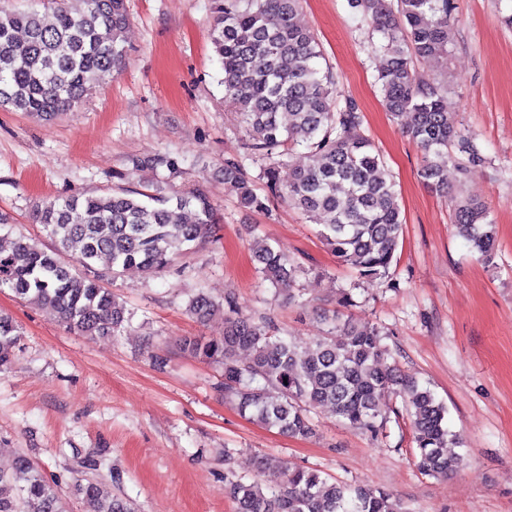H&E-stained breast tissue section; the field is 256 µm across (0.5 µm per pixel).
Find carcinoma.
I'll return each instance as SVG.
<instances>
[{
    "instance_id": "cac0c4a2",
    "label": "carcinoma",
    "mask_w": 512,
    "mask_h": 512,
    "mask_svg": "<svg viewBox=\"0 0 512 512\" xmlns=\"http://www.w3.org/2000/svg\"><path fill=\"white\" fill-rule=\"evenodd\" d=\"M72 11L50 0L52 20L28 0L23 8H0V108L47 118L70 112L97 84L117 76L126 58L129 23L125 0H83ZM302 0H222L213 19L211 41L224 73V108L236 117L246 154L259 165L267 192L256 193L240 159L224 160V181L238 191L243 208L264 210L272 198L300 209L320 226L318 235L336 258L365 280L388 276L403 235V217L393 176L367 139L353 136L361 123L357 104L339 103L336 82L320 64L319 42L299 24ZM351 10L383 40L385 62L378 75L383 104L392 117L411 118L406 133L421 151L419 176L449 195L457 233L486 264L493 263L495 222L486 202L448 194V168L465 178L486 157L476 137L448 111V85L424 83L415 58L446 59L450 53L452 0H348ZM288 122H283V118ZM301 147L305 163L280 181ZM180 172V160L148 161ZM147 161L130 159L132 169ZM55 247L49 251L19 237L0 252V287H8L50 308L66 328L84 336H120L131 313L103 287L94 265L104 262L118 275L136 268L153 276L178 256L207 241L214 207L198 188L138 198L117 188L105 195L76 194L43 201L31 213ZM262 281L291 289L305 273L289 256L263 240L252 244ZM224 313V336H186L181 348L222 368L224 397L253 421L294 437L314 435L311 408H328L343 425L383 434L386 417L379 403L400 391L410 406L414 456L420 472L446 476L460 459L448 455L457 436L447 410L433 392L405 381L388 363L383 333L369 322L340 313L314 345L301 348L278 334L272 321L238 314L230 296L223 304L199 292L189 313L204 322ZM20 330L0 315V367L19 349ZM249 352L246 362L238 359ZM267 482L225 478L236 512H406L389 492L351 486L297 468L283 473L263 457ZM86 512H134L126 501L87 482L79 486ZM0 512H62L57 485L26 455L9 471L0 470Z\"/></svg>"
}]
</instances>
